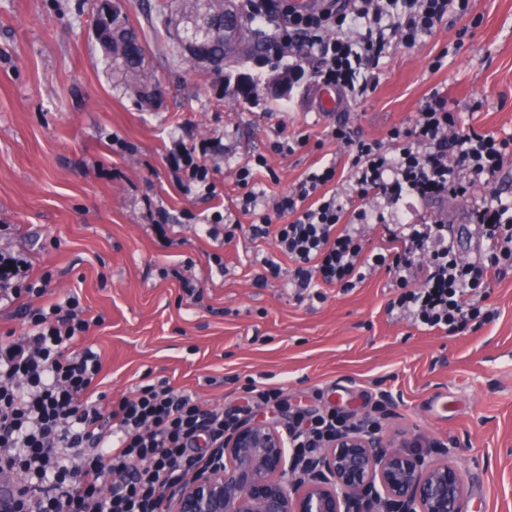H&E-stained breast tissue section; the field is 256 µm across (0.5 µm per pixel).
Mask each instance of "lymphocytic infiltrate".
Here are the masks:
<instances>
[{
  "label": "lymphocytic infiltrate",
  "instance_id": "f902f5d3",
  "mask_svg": "<svg viewBox=\"0 0 512 512\" xmlns=\"http://www.w3.org/2000/svg\"><path fill=\"white\" fill-rule=\"evenodd\" d=\"M325 0L301 11L292 0H246L252 23L275 28L276 55L317 54L319 80L340 98L363 97L370 71L391 44L415 46L448 15L466 17L470 0ZM325 135L348 156V187L332 189L336 167L310 171L273 199L271 213L251 225L252 238L273 237L277 257L265 258L256 278L293 261L291 283L309 299L323 288L352 290L368 273L385 270L394 293L388 312L426 331L453 335L491 320L487 290L512 267V200L491 186L512 160V137L462 127L439 93L422 103L412 127L394 126L386 141L356 135L345 122ZM180 181L215 194L213 170L195 147L173 160ZM485 186L491 194L471 212L486 241L484 253L458 258L443 220L399 224L386 245L367 247V204L409 198L441 201ZM14 259L0 260V302L18 304L25 333L0 339V474L19 476L10 512H163L167 491L207 462L239 422L166 380L139 383L132 395L109 400L100 392L102 361L85 336L93 323L75 294L48 305L51 273L21 281ZM347 425L330 408H296L288 416L290 448L298 458L326 446Z\"/></svg>",
  "mask_w": 512,
  "mask_h": 512
}]
</instances>
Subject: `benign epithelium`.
Instances as JSON below:
<instances>
[{"label":"benign epithelium","mask_w":512,"mask_h":512,"mask_svg":"<svg viewBox=\"0 0 512 512\" xmlns=\"http://www.w3.org/2000/svg\"><path fill=\"white\" fill-rule=\"evenodd\" d=\"M420 447L416 435L387 443L358 423L298 464L277 427L242 422L210 465L168 491L166 512H366L368 501L371 512H464L461 471Z\"/></svg>","instance_id":"1"}]
</instances>
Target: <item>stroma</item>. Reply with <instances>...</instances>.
<instances>
[{
	"label": "stroma",
	"mask_w": 512,
	"mask_h": 512,
	"mask_svg": "<svg viewBox=\"0 0 512 512\" xmlns=\"http://www.w3.org/2000/svg\"><path fill=\"white\" fill-rule=\"evenodd\" d=\"M155 2L121 0L161 94L143 107L96 42L95 0H0V251L30 278L52 272L45 302L75 292L99 317L86 341L101 355L109 398L130 395L146 375L229 409L245 404L254 378L283 387L294 407L332 405L353 421L373 413L385 440L412 433L445 443L465 474L466 512H512V269L491 283L496 317L456 335L389 316L382 271L302 300L288 286L290 260L256 284L274 249L248 237L256 217L237 210L235 185L237 167L260 153L270 169L256 180L268 196L328 163L344 188L347 154L322 140L324 129L342 118L355 134L384 139L434 91L463 126L512 136V0H471L477 25L450 16L414 47L391 46L375 89L336 113L320 106L312 56L280 99L267 83L287 61H249L258 94L239 98L234 77L187 64L161 32ZM441 53L445 65L432 70ZM282 128L313 142L274 153ZM183 142L205 149L216 195L177 182L171 160ZM493 189L512 198V163ZM490 190L416 203L403 216L447 219L457 253L470 257L482 238L469 212ZM227 210L243 226L229 242L210 232Z\"/></svg>",
	"instance_id": "1"
}]
</instances>
